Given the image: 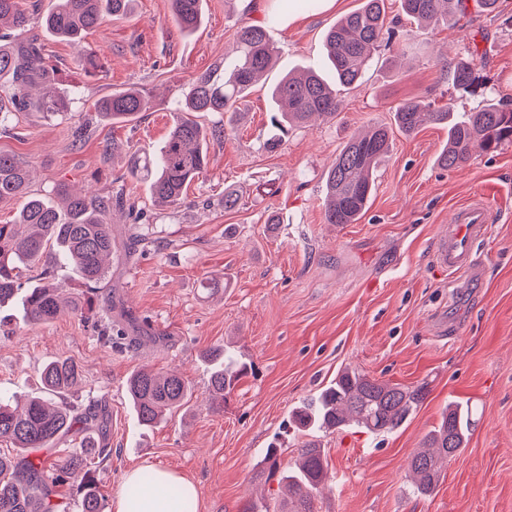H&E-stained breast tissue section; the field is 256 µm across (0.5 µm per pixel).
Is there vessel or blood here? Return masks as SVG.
Returning <instances> with one entry per match:
<instances>
[{"label":"vessel or blood","mask_w":512,"mask_h":512,"mask_svg":"<svg viewBox=\"0 0 512 512\" xmlns=\"http://www.w3.org/2000/svg\"><path fill=\"white\" fill-rule=\"evenodd\" d=\"M490 222V208L484 197H473L456 208L452 223L442 226L434 239L435 266L447 270L457 282L480 275L477 246L487 236Z\"/></svg>","instance_id":"obj_1"}]
</instances>
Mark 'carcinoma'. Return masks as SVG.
<instances>
[{"label": "carcinoma", "instance_id": "carcinoma-1", "mask_svg": "<svg viewBox=\"0 0 512 512\" xmlns=\"http://www.w3.org/2000/svg\"><path fill=\"white\" fill-rule=\"evenodd\" d=\"M133 0H41L32 12H43L48 33L76 41L106 17L131 12ZM409 20L426 21L452 16L465 8V0H400ZM171 11L181 32L198 27L203 14L202 0H171ZM385 0H363L356 11L344 16L325 35L330 63L324 74L290 73L270 88L277 110L271 117V131L264 146L277 149L289 129L303 126L314 117L334 118L341 110L340 88L361 82L386 28ZM30 15L19 0H0V28L25 31ZM273 18L240 27L233 51L224 60L197 74L184 93L168 138L158 153L133 152L126 175L148 184L154 202L173 206L183 199L187 186L207 171V142L226 135L223 124L211 128L196 120L201 112H221L233 118L236 104L254 82L271 67L276 48L267 28ZM473 50L471 59L457 62L453 84L468 89L475 82ZM148 99L135 87L115 90L99 100L96 111L112 123L129 122L147 111ZM51 117L71 111L70 99L52 86L44 63L43 48L35 39L0 43V124L13 113L29 108ZM448 127V145L437 156L439 165L456 168L480 150L495 152L512 143V109L490 104L474 112L457 115L447 107L433 108L420 101H408L395 110V124L405 134L415 133L423 122ZM390 129L374 124L365 134L349 140L328 170L324 218L329 224H354L367 210L373 190V171L390 145ZM31 174L15 155L0 152V204L23 200L16 221L0 224V308L14 304L30 325L46 324L64 312L79 317L94 313L95 297L110 279L109 260L116 253L109 216L127 205L126 194L118 189L110 196L73 193L65 184L53 188V196L30 190ZM147 238L129 234L125 250L133 259L145 247ZM52 249L68 264L82 290L73 291L54 281L44 254ZM94 327L109 341L123 335L112 328L111 308L100 307ZM209 366L211 399L222 402L234 390L247 367L238 363L226 347L217 345L203 353ZM41 392L24 405L0 395V444L14 453H0V512H58V487L67 475L84 472L77 489L81 512H103L104 503L94 477L102 442L94 433L80 434L78 423L99 421L107 415L93 406L78 414L64 395L80 380L78 366L69 360H50L38 372ZM127 393L139 421L151 427L180 410L191 396L183 378L141 368L127 381ZM424 388H410L375 379L357 369L345 368L315 396L295 406L288 425L296 433L314 430L361 428L375 435L399 428L424 400ZM469 406L451 401L441 421L427 437L425 448L410 460L415 489L434 490L441 464L463 447L472 429ZM79 438L77 447L52 462L36 455L53 449L70 436ZM326 459L317 445L306 442L294 468L281 473L288 496L278 512H313V491L324 483Z\"/></svg>", "mask_w": 512, "mask_h": 512}]
</instances>
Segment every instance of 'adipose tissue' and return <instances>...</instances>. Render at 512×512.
I'll return each instance as SVG.
<instances>
[{"instance_id":"ef3b65f1","label":"adipose tissue","mask_w":512,"mask_h":512,"mask_svg":"<svg viewBox=\"0 0 512 512\" xmlns=\"http://www.w3.org/2000/svg\"><path fill=\"white\" fill-rule=\"evenodd\" d=\"M156 477L157 482L153 490L133 495L130 494L128 487L136 481L137 475L133 472L127 474L124 480L125 487L121 489L114 502L115 512H195L197 489L193 483L178 479L164 469L157 470ZM174 484L179 485L186 501L185 506H177L166 496V489Z\"/></svg>"}]
</instances>
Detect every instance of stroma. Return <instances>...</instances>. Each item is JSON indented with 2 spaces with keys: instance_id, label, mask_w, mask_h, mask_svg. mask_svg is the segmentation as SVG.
<instances>
[{
  "instance_id": "stroma-1",
  "label": "stroma",
  "mask_w": 512,
  "mask_h": 512,
  "mask_svg": "<svg viewBox=\"0 0 512 512\" xmlns=\"http://www.w3.org/2000/svg\"><path fill=\"white\" fill-rule=\"evenodd\" d=\"M203 2L201 24L189 36L170 0H134L130 15L74 43L52 37L32 15L29 32L40 37L57 87L78 95L51 120L17 113L0 128V151L26 163L38 193L59 183L93 196L124 189L156 246L130 262L116 253L104 297L114 319L149 323L153 333L129 334L127 348L116 350L71 313L26 326L12 308H0V393L34 392L44 363L71 360L82 376L71 404L108 406L112 455L96 470L105 502L116 498L127 471L161 467L193 480L199 512H242L246 500L273 505L282 497L262 461L274 440L281 469L297 459L305 437L284 427L291 408L339 370L356 368L424 387L426 396L390 434H315L327 460L315 512H512V144L444 169L436 157L447 127L394 130L358 223H326L323 208L338 152L373 124L392 126L402 102L460 113L512 104V0H498L491 17L468 0L467 14L451 21L405 23L404 34L382 42L363 82L341 90L336 118L291 129L272 152L264 141L274 107L259 82L239 102L229 138L209 143L208 169L184 202L159 207L144 183L127 177L126 153L158 150L190 80L223 59L238 27L279 7L277 0H236L230 8L224 0ZM361 2L338 0L295 25L270 27L279 72L326 70V32ZM474 45L478 86L465 92L450 71ZM90 51L105 63L95 77L78 66ZM130 86L151 96L150 110L132 122L104 120L95 103ZM229 189L238 196L231 210L224 207ZM477 194L492 217L478 245L483 275L457 288L432 263V241ZM272 212L273 225L266 221ZM228 340L249 372L219 405L209 399L201 354ZM144 367L177 373L193 390L184 408L153 428L139 423L126 391L129 376ZM452 401L477 408L474 427L434 491L414 493L410 459Z\"/></svg>"
}]
</instances>
